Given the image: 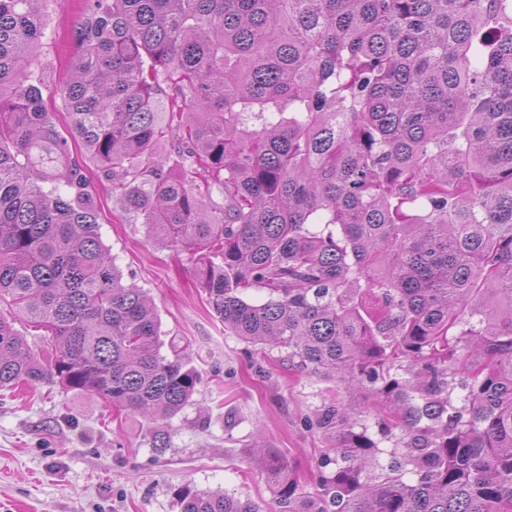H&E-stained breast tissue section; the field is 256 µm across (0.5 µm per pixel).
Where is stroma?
Segmentation results:
<instances>
[{"mask_svg":"<svg viewBox=\"0 0 512 512\" xmlns=\"http://www.w3.org/2000/svg\"><path fill=\"white\" fill-rule=\"evenodd\" d=\"M84 18L82 0H46L41 63L31 70L62 131L59 88L69 77L71 34ZM86 175L106 248L153 298L161 352L185 355L199 374L197 391L168 419L170 442L159 455L147 419L88 394L51 384L0 389V512H180L176 493L184 487L242 493L275 512L270 448L316 490L318 459L335 437L305 421L328 403L329 380L294 367L287 348L253 345L225 329L196 285L189 256L129 222L95 167Z\"/></svg>","mask_w":512,"mask_h":512,"instance_id":"35a3bbf8","label":"stroma"}]
</instances>
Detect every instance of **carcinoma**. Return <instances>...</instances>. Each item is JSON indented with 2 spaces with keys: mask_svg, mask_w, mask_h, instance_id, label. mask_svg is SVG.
I'll list each match as a JSON object with an SVG mask.
<instances>
[{
  "mask_svg": "<svg viewBox=\"0 0 512 512\" xmlns=\"http://www.w3.org/2000/svg\"><path fill=\"white\" fill-rule=\"evenodd\" d=\"M42 2L0 0V388L96 395L162 453L199 377L160 353L28 82ZM84 4L59 95L112 195L195 259L224 328L372 397L394 442L329 403L307 420L336 434L317 492L267 453L281 512H512V0Z\"/></svg>",
  "mask_w": 512,
  "mask_h": 512,
  "instance_id": "obj_1",
  "label": "carcinoma"
}]
</instances>
